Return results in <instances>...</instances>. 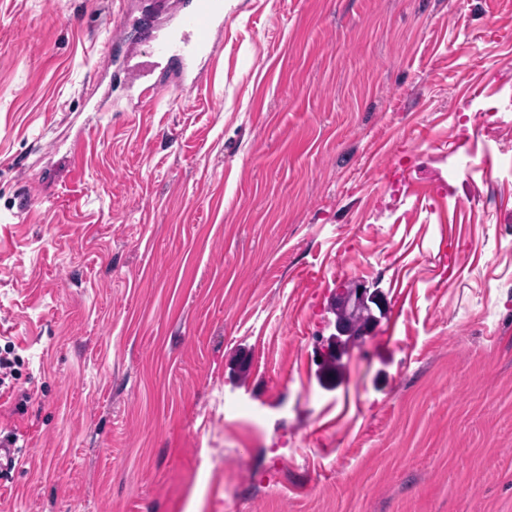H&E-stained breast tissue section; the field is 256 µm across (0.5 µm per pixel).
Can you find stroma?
Returning a JSON list of instances; mask_svg holds the SVG:
<instances>
[{"mask_svg": "<svg viewBox=\"0 0 512 512\" xmlns=\"http://www.w3.org/2000/svg\"><path fill=\"white\" fill-rule=\"evenodd\" d=\"M231 2L141 102L186 0H0V512H512V0ZM224 0H190L187 9L150 36L155 59L177 70L169 83L176 99L198 93L217 52L216 36L224 30ZM151 70H145L138 64L129 65L126 70V80L129 89H135L138 92L137 98L143 96L152 98L157 90L156 82H150L149 76ZM337 301L351 314H356L358 311L370 307L369 303L379 305L374 295L369 294L367 288H361L359 285L344 288ZM336 318L338 320H342L346 323L347 327V334L344 339L341 337L337 341L338 337L342 335V326L336 325L337 335H335L332 339V342L337 341V343L334 344V350L331 351L324 361L323 367L325 368L327 373L336 372V369L340 367L339 364V354L336 355V347L340 349V351L345 350L346 348H349L350 346L354 345L357 341L361 339L360 336H365L362 333V329L365 327H368V324L370 322V316L369 314L366 316H349L344 311L339 310L336 308ZM27 463H30L29 455L22 452V450L15 448L13 445L1 443L0 438V476L1 472L19 470L22 465Z\"/></svg>", "mask_w": 512, "mask_h": 512, "instance_id": "obj_1", "label": "stroma"}]
</instances>
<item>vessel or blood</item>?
<instances>
[{
  "instance_id": "1",
  "label": "vessel or blood",
  "mask_w": 512,
  "mask_h": 512,
  "mask_svg": "<svg viewBox=\"0 0 512 512\" xmlns=\"http://www.w3.org/2000/svg\"><path fill=\"white\" fill-rule=\"evenodd\" d=\"M224 8V0H189L187 9L152 32L155 59L177 67L170 83L176 98L186 99L201 90L217 52L216 37L224 29ZM149 76L140 65L128 66V88L142 97L154 96L157 85Z\"/></svg>"
}]
</instances>
